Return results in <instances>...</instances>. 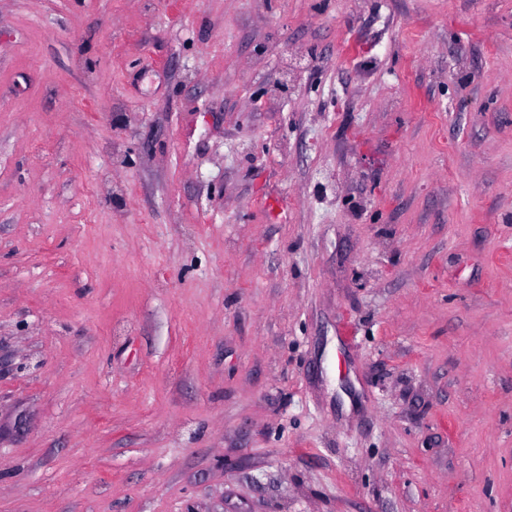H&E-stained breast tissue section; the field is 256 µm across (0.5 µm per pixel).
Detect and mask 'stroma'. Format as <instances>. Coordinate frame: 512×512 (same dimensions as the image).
<instances>
[{"label": "stroma", "instance_id": "35a3bbf8", "mask_svg": "<svg viewBox=\"0 0 512 512\" xmlns=\"http://www.w3.org/2000/svg\"><path fill=\"white\" fill-rule=\"evenodd\" d=\"M0 512H512V0H0Z\"/></svg>", "mask_w": 512, "mask_h": 512}]
</instances>
